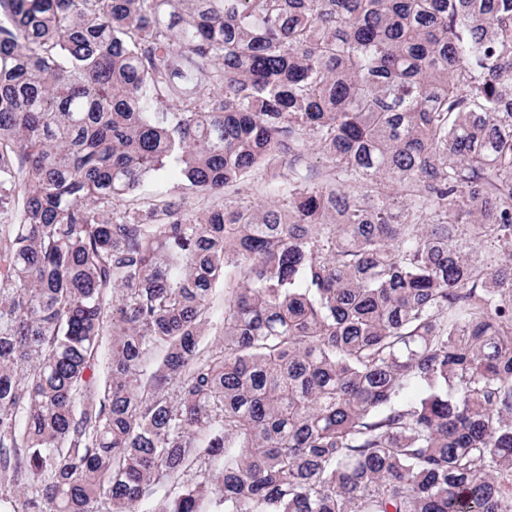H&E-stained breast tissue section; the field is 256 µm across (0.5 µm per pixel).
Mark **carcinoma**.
I'll list each match as a JSON object with an SVG mask.
<instances>
[{
	"label": "carcinoma",
	"instance_id": "carcinoma-1",
	"mask_svg": "<svg viewBox=\"0 0 512 512\" xmlns=\"http://www.w3.org/2000/svg\"><path fill=\"white\" fill-rule=\"evenodd\" d=\"M212 503L512 512V0H0V512ZM177 177L173 173L169 174L167 177L161 176L159 178H152L142 185L140 188L139 194L140 197H152L160 195L161 192L167 190H177ZM183 191V196L187 201V207L192 211L202 212L205 207V203L199 201L196 194H193L189 190H177Z\"/></svg>",
	"mask_w": 512,
	"mask_h": 512
}]
</instances>
